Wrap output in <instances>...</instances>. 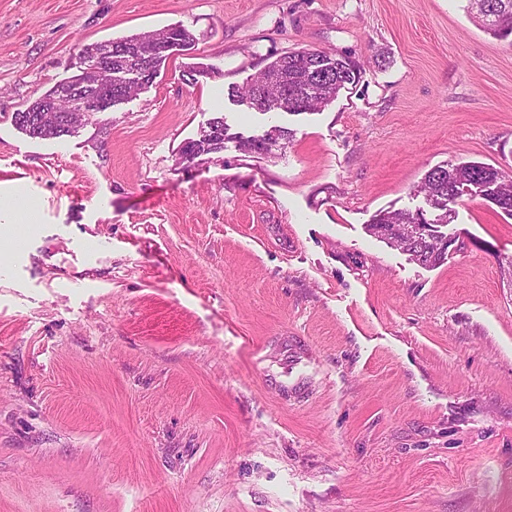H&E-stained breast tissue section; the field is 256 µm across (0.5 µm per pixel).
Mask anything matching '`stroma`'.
Listing matches in <instances>:
<instances>
[{
    "label": "stroma",
    "instance_id": "35a3bbf8",
    "mask_svg": "<svg viewBox=\"0 0 512 512\" xmlns=\"http://www.w3.org/2000/svg\"><path fill=\"white\" fill-rule=\"evenodd\" d=\"M174 25L137 96L16 129L81 45ZM301 48L360 82L231 100ZM468 161L512 172V36L467 0H0V197L38 217L0 263V512H512V217L457 199L433 267L367 230ZM229 128L224 118L217 117L210 122L208 130L204 131L199 139L185 142L179 148L182 162L205 160V156L221 153L224 150V142L233 139L228 134ZM289 135L288 129L274 126L260 137L240 139L239 146L241 150L266 155L272 153L274 148H278L281 145V141L288 140Z\"/></svg>",
    "mask_w": 512,
    "mask_h": 512
}]
</instances>
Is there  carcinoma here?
<instances>
[{
  "label": "carcinoma",
  "instance_id": "1",
  "mask_svg": "<svg viewBox=\"0 0 512 512\" xmlns=\"http://www.w3.org/2000/svg\"><path fill=\"white\" fill-rule=\"evenodd\" d=\"M468 10L494 35H512V0H468ZM169 41L184 47L191 43L192 35L183 26L175 25L110 41L112 85L102 81L94 91L83 86L75 90L76 97L97 94L101 102L98 108L100 112L130 99L153 83L158 68L168 57V53L160 52L158 48ZM133 45L143 50L137 61L129 55ZM134 64L146 73L144 79L128 83L117 79V74ZM360 79L361 70L350 59L302 48L286 52L269 62L249 83L231 88L230 96L233 101L259 112H309L328 105L341 89ZM84 80L83 76L72 78L50 88L24 110L14 114L15 127L32 139L70 135L71 131L63 128L61 122L43 123L39 116L49 111L59 90L68 84L78 85ZM228 131L224 118L213 119L200 138L181 145V161H202L206 156L224 151V142L232 139ZM289 135L288 129L274 126L260 137L240 140L239 146L244 151L266 155L279 147L281 142L288 140ZM416 192L424 195L428 204L438 211L434 218H428L426 211L421 209L416 213L409 210H381L368 224V231L408 252L424 266H435L448 256V248L442 246L448 236L438 230L439 226L453 221L448 203L468 194L480 196L512 217V175L484 163H447L437 166L425 174ZM394 224H421L427 230L406 238L391 232L390 227Z\"/></svg>",
  "mask_w": 512,
  "mask_h": 512
}]
</instances>
